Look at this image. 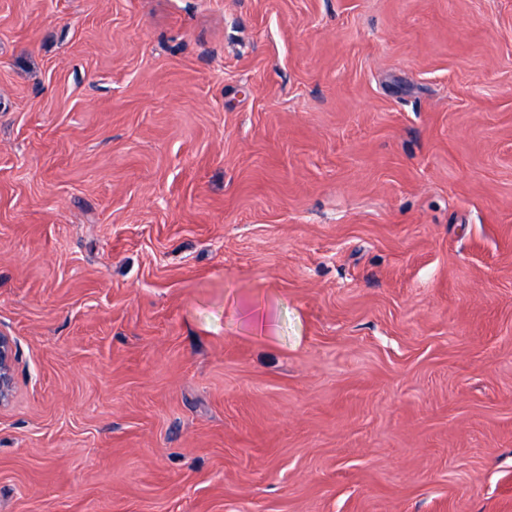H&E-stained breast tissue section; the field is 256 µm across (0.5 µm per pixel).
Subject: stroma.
Here are the masks:
<instances>
[{
  "mask_svg": "<svg viewBox=\"0 0 512 512\" xmlns=\"http://www.w3.org/2000/svg\"><path fill=\"white\" fill-rule=\"evenodd\" d=\"M0 331V512H512V0H0ZM16 355L14 340L0 331V406L9 401L14 391Z\"/></svg>",
  "mask_w": 512,
  "mask_h": 512,
  "instance_id": "1",
  "label": "stroma"
}]
</instances>
